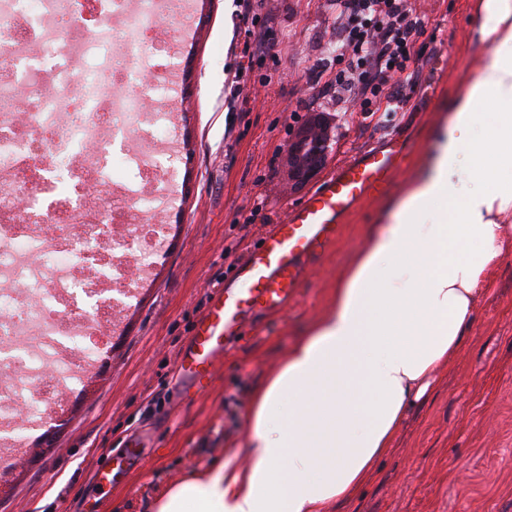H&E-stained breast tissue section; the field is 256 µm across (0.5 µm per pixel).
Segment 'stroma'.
<instances>
[{
    "instance_id": "obj_1",
    "label": "stroma",
    "mask_w": 512,
    "mask_h": 512,
    "mask_svg": "<svg viewBox=\"0 0 512 512\" xmlns=\"http://www.w3.org/2000/svg\"><path fill=\"white\" fill-rule=\"evenodd\" d=\"M426 30L417 48L420 84L403 111L340 113L318 69L336 73L328 0H266L270 50L238 72L245 49L238 0H186L170 31L195 26V42L163 44L168 74L183 99L153 100L164 196L167 253L114 335L109 354L68 410L44 422L0 512H154L171 485L236 453L253 389L281 363L329 306L367 229L385 223L391 200L409 184L448 101L475 73L477 0H412ZM339 124L334 151L302 188L292 186L287 148L311 114ZM398 134L405 158L383 192L342 220L338 240L311 260L295 297L258 318L225 352L210 389L191 403L175 394L174 365L218 283L258 246L289 207L338 166ZM262 208H255V200ZM232 255H225V248ZM131 437L139 459L106 496L96 465ZM333 512H512V256L490 275L461 352L413 403L390 451Z\"/></svg>"
}]
</instances>
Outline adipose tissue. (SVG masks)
Listing matches in <instances>:
<instances>
[{
	"label": "adipose tissue",
	"mask_w": 512,
	"mask_h": 512,
	"mask_svg": "<svg viewBox=\"0 0 512 512\" xmlns=\"http://www.w3.org/2000/svg\"><path fill=\"white\" fill-rule=\"evenodd\" d=\"M480 11L486 54L416 178L256 388L247 464L227 457L167 489L156 512H330L460 349L490 269L512 252V0Z\"/></svg>",
	"instance_id": "ef3b65f1"
}]
</instances>
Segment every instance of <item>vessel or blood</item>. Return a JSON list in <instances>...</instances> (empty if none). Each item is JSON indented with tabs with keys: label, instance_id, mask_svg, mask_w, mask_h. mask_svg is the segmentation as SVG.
<instances>
[{
	"label": "vessel or blood",
	"instance_id": "b4317fda",
	"mask_svg": "<svg viewBox=\"0 0 512 512\" xmlns=\"http://www.w3.org/2000/svg\"><path fill=\"white\" fill-rule=\"evenodd\" d=\"M397 136L338 167L238 266L213 293L175 365L182 393L199 395L214 380L216 363L259 315L284 308L299 288L307 260L334 243L340 221L363 197L383 188L397 165Z\"/></svg>",
	"mask_w": 512,
	"mask_h": 512
}]
</instances>
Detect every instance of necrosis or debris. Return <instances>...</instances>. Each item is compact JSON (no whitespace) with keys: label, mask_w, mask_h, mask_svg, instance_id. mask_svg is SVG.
<instances>
[{"label":"necrosis or debris","mask_w":512,"mask_h":512,"mask_svg":"<svg viewBox=\"0 0 512 512\" xmlns=\"http://www.w3.org/2000/svg\"><path fill=\"white\" fill-rule=\"evenodd\" d=\"M164 0H0V486L7 484L50 413L97 368L160 260L164 225L124 223L117 206L152 194L116 184L95 188L123 133L126 161L156 171L139 150L153 126L149 89L120 65L145 53ZM93 17L82 40L67 25ZM123 89L109 91L117 75ZM67 161L70 187L54 176ZM39 194L17 189L19 171ZM141 272L129 280V267ZM26 410H19L18 399Z\"/></svg>","instance_id":"necrosis-or-debris-1"}]
</instances>
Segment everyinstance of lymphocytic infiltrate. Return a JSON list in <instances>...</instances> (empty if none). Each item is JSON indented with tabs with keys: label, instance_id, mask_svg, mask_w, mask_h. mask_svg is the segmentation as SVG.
I'll use <instances>...</instances> for the list:
<instances>
[{
	"label": "lymphocytic infiltrate",
	"instance_id": "lymphocytic-infiltrate-1",
	"mask_svg": "<svg viewBox=\"0 0 512 512\" xmlns=\"http://www.w3.org/2000/svg\"><path fill=\"white\" fill-rule=\"evenodd\" d=\"M343 67L333 84L343 103L365 112L402 109L418 82L412 62L426 22L409 0H330Z\"/></svg>",
	"mask_w": 512,
	"mask_h": 512
}]
</instances>
